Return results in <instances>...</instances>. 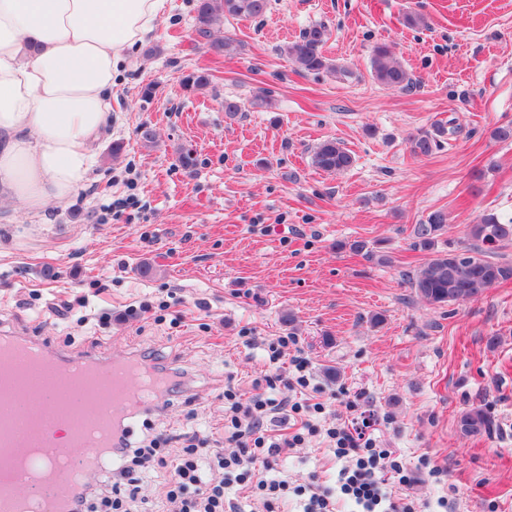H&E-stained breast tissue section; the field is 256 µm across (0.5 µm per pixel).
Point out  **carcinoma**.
Returning <instances> with one entry per match:
<instances>
[{"label":"carcinoma","mask_w":512,"mask_h":512,"mask_svg":"<svg viewBox=\"0 0 512 512\" xmlns=\"http://www.w3.org/2000/svg\"><path fill=\"white\" fill-rule=\"evenodd\" d=\"M268 7L269 0H199L195 31L207 40L210 50L221 54L225 41L212 38V32L224 23V17L255 18L266 13ZM326 36L324 27L312 26L299 40L284 48V52L303 71L347 74L325 56ZM371 69L373 78L385 87L405 89L413 84L412 73L385 44L374 46ZM210 77L208 72H191L183 78V85L189 90L206 86ZM408 143L410 152L416 156H428L439 147L435 134L428 130L410 135ZM311 162L321 171L336 173L351 167L354 159L342 144L325 140L314 150ZM447 231L448 218L442 211L430 213L425 221L413 227V249L429 254L423 265L407 275L414 298L434 308H444L476 299L487 290L512 281V262L488 259V255L512 241V224L501 223L493 214L485 215L481 223L467 226L473 247L464 252L451 247L437 249L439 238ZM457 425L463 436L479 437L490 431L492 421L484 408L474 406L459 416Z\"/></svg>","instance_id":"carcinoma-1"}]
</instances>
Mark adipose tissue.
Returning a JSON list of instances; mask_svg holds the SVG:
<instances>
[{"label":"adipose tissue","mask_w":512,"mask_h":512,"mask_svg":"<svg viewBox=\"0 0 512 512\" xmlns=\"http://www.w3.org/2000/svg\"><path fill=\"white\" fill-rule=\"evenodd\" d=\"M167 0H0V204L66 207L132 48Z\"/></svg>","instance_id":"adipose-tissue-1"}]
</instances>
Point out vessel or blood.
<instances>
[{
	"instance_id": "vessel-or-blood-1",
	"label": "vessel or blood",
	"mask_w": 512,
	"mask_h": 512,
	"mask_svg": "<svg viewBox=\"0 0 512 512\" xmlns=\"http://www.w3.org/2000/svg\"><path fill=\"white\" fill-rule=\"evenodd\" d=\"M4 344L41 354L49 375L60 381L88 371L111 374L112 397L106 406L111 423L132 419L149 404V391L141 389L133 379L143 366L132 356L119 355L99 363L81 355L51 356L41 342L33 339L3 335L0 346ZM112 441L109 433L70 429L62 415L40 403L30 410L25 429H17L11 420L0 417V472L9 474L8 483L0 482V512H27L23 494L27 471L57 475L61 460L72 450H81L85 455L81 481L87 483L108 476L112 468L121 464L118 457L109 453Z\"/></svg>"
}]
</instances>
